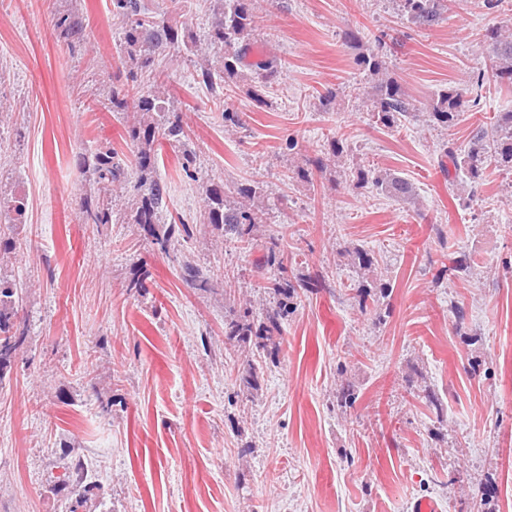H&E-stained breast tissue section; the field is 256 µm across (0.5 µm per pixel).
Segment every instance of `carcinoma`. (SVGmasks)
Wrapping results in <instances>:
<instances>
[{
	"mask_svg": "<svg viewBox=\"0 0 512 512\" xmlns=\"http://www.w3.org/2000/svg\"><path fill=\"white\" fill-rule=\"evenodd\" d=\"M398 9L419 26H432L445 18L448 0H395ZM112 14L122 27L123 57L121 64L127 70V83L112 91L103 108L108 112L132 115L126 133L131 146L137 148V180L130 186L129 221L149 237L155 249L165 255L178 252L181 240L193 235L190 225L181 221L160 223L167 187L154 175L155 149L164 143L181 149L182 168L187 176L195 177L196 151L190 146V136L179 113L168 112L161 105L166 74L159 69L156 55L168 48H182L192 54L198 51L195 39L181 31L178 25L165 17L148 12L141 0H112ZM262 16L255 9V0H220V7L205 35L207 45L224 49V60L219 69L201 67L202 81L211 87L224 78L238 75V67L246 54L253 50L255 33L260 29ZM58 41L72 49L83 41L81 25L70 17L56 23ZM492 50L489 68L500 82L512 86V32H492ZM357 64L368 70L369 85L354 88L356 97L370 101L375 122L395 129L418 110L416 100L407 95L385 72L381 56L371 49L361 55ZM261 78L250 86V97L258 107H267L274 94L273 80L278 73V61L267 58L259 63ZM464 108V97L456 87L440 93L429 106L430 121L450 126ZM454 169L462 171L474 185L483 180L491 167L512 169V111L502 112L490 127H480L466 146L449 148L444 153ZM82 165L90 174L97 190L81 201V222L92 230L113 223L116 211L112 200V184L128 181V172L118 151L103 148L82 156ZM357 182L388 191L396 196L409 197L411 185L387 171L377 170L360 162L353 163ZM265 198L262 186L240 184L227 191L222 184L207 190L206 221L248 250L262 252V265L269 273L266 294L268 301L253 312L230 306L224 316V345L230 356L244 357L245 365L237 380L251 395L261 389L260 373L263 363L276 361L282 344V329L294 300L313 288L315 280L290 276L291 245L287 232L281 231L264 241L258 235L263 223L264 209L258 206ZM183 280L204 293L222 291L224 299L231 300L236 293L238 278L233 270L218 276L196 263H179ZM18 287L0 279V379L25 348L28 338L26 322L18 317ZM357 400L356 386L347 379L336 383V403L352 407ZM87 472L84 459L74 455L68 468L53 477V490L65 494L68 512H78L86 504L82 489Z\"/></svg>",
	"mask_w": 512,
	"mask_h": 512,
	"instance_id": "obj_1",
	"label": "carcinoma"
}]
</instances>
